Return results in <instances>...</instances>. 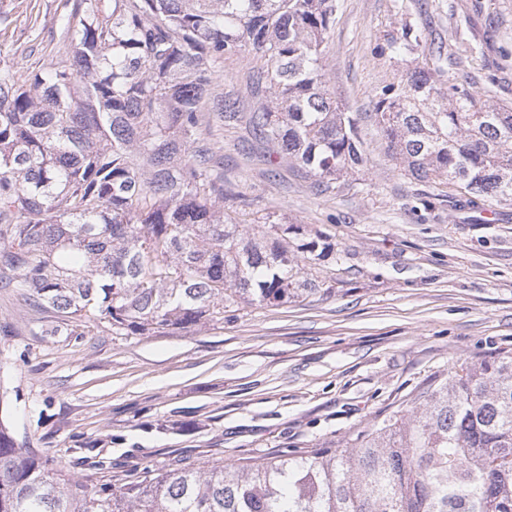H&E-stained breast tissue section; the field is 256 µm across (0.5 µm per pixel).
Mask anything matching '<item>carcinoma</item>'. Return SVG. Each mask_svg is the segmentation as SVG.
<instances>
[{
	"instance_id": "1",
	"label": "carcinoma",
	"mask_w": 512,
	"mask_h": 512,
	"mask_svg": "<svg viewBox=\"0 0 512 512\" xmlns=\"http://www.w3.org/2000/svg\"><path fill=\"white\" fill-rule=\"evenodd\" d=\"M335 12V0H73L68 65L21 80L0 57V266L27 300L144 336L317 292L286 240L225 222L203 129L237 117L216 66L247 50L268 93L255 136L322 186L361 166L358 118L326 90ZM419 46L409 28L389 43ZM373 111L400 170L448 206L512 203L511 106L427 61ZM416 403L346 449L99 485L20 447L0 417V512H512V354L459 365Z\"/></svg>"
}]
</instances>
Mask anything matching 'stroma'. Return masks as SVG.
Wrapping results in <instances>:
<instances>
[{"label":"stroma","mask_w":512,"mask_h":512,"mask_svg":"<svg viewBox=\"0 0 512 512\" xmlns=\"http://www.w3.org/2000/svg\"><path fill=\"white\" fill-rule=\"evenodd\" d=\"M27 5L0 0V52L22 78L69 62L63 0H37L33 29ZM405 27L457 61L450 78L512 106V0H336L326 88L360 114L365 161L327 189L254 143L246 84L260 59L224 60L221 86L239 92L241 113L205 131L224 162V211L287 235L315 294L234 304L195 331L127 336L30 306L0 267L1 403L21 446L99 484L178 460L237 466L345 449L412 412L434 376L512 353V204L489 202L481 216L434 199L396 168L374 122L376 93L423 59L386 49ZM310 241L324 258L299 252Z\"/></svg>","instance_id":"stroma-1"}]
</instances>
